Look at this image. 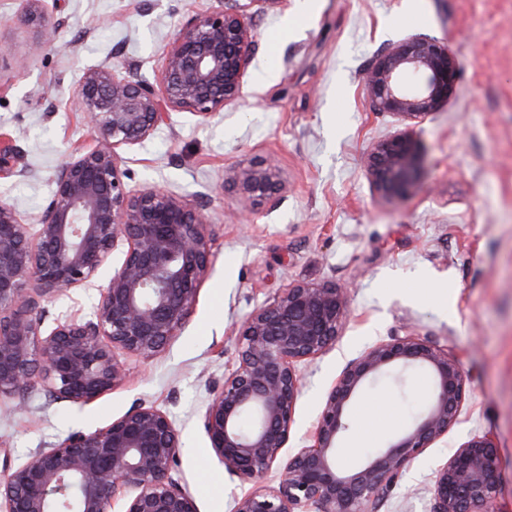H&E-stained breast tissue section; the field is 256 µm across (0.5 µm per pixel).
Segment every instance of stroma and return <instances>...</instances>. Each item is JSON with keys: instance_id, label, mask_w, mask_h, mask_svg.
Masks as SVG:
<instances>
[{"instance_id": "35a3bbf8", "label": "stroma", "mask_w": 512, "mask_h": 512, "mask_svg": "<svg viewBox=\"0 0 512 512\" xmlns=\"http://www.w3.org/2000/svg\"><path fill=\"white\" fill-rule=\"evenodd\" d=\"M215 0H46L55 26L42 45L24 22L25 0H0V149L22 175L0 174V202L34 217L51 199L69 154L92 142L72 97L104 62L153 79L163 52ZM254 60L245 101L209 120L171 112L143 143L125 149L128 186L156 184L198 198L211 222L212 265L193 314L159 356L127 358L124 384L77 405L34 392L25 409L0 400V448L25 459L75 431L108 425L140 405L174 420L182 450L173 478L198 512H232L248 482L225 472L202 415L238 364L241 327L265 301L297 283L350 289L346 325L318 357L298 363L302 391L289 451L312 425L345 365L394 336L429 340L460 356L469 395L457 424L413 461L376 512H430L429 478L474 434L498 446L499 508L512 512V0H288L253 18ZM415 35L450 48L453 94L416 128L423 150L414 192L390 203L371 190L363 155L403 127L371 111L365 73L389 43ZM29 66L16 72L13 60ZM271 160L284 189L250 223L223 192L224 173ZM98 292L78 288L42 301L44 324L90 318ZM425 374L383 378L350 409L337 451L354 468L386 436L359 434L362 414L389 409L393 429L422 407Z\"/></svg>"}]
</instances>
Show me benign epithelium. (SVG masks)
I'll return each instance as SVG.
<instances>
[{
	"instance_id": "7a95c632",
	"label": "benign epithelium",
	"mask_w": 512,
	"mask_h": 512,
	"mask_svg": "<svg viewBox=\"0 0 512 512\" xmlns=\"http://www.w3.org/2000/svg\"><path fill=\"white\" fill-rule=\"evenodd\" d=\"M25 21L50 41L39 0ZM193 16L164 51L154 81H131L105 62L87 69L74 89L95 144L68 157L36 224L0 204V396L25 407L41 390L88 403L121 385L124 356L160 355L189 321L211 264L210 223L202 206L156 185L131 191L121 152L146 140L171 110L207 120L243 99L254 55L252 16L240 0ZM458 77L449 47L414 36L388 44L369 68L364 93L375 112L398 116L405 129L364 155L374 193L386 202L410 195L422 165L413 127L448 103ZM243 214L282 190L261 160L225 171ZM123 259L100 287L92 318L48 330L40 302L92 283L108 257ZM349 313L346 289L298 283L256 308L241 330L239 364L213 391L202 417L224 470L253 484L234 512H372L406 467L456 423L467 396L458 357L415 337L373 344L350 360L311 430L312 444L283 458L301 393L298 363L323 354ZM424 371L423 409L358 467L342 469L336 450L355 399L385 375ZM182 448L169 415L140 406L94 431H75L14 463L0 457V512H197L171 472ZM497 446L487 435L461 443L432 474L430 512H498ZM280 469L274 485L266 483Z\"/></svg>"
}]
</instances>
